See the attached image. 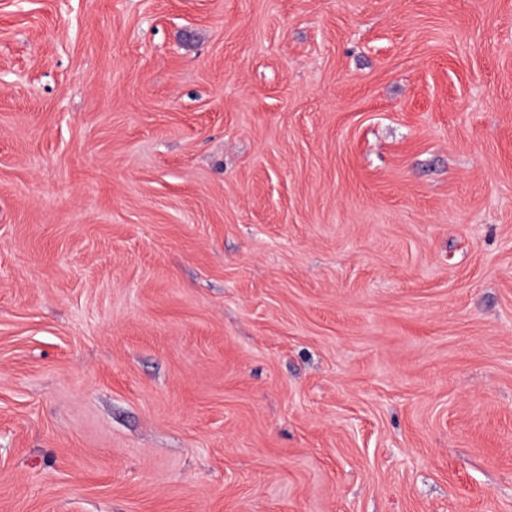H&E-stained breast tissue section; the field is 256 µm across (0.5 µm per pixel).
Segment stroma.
Returning a JSON list of instances; mask_svg holds the SVG:
<instances>
[{"label":"stroma","instance_id":"1","mask_svg":"<svg viewBox=\"0 0 512 512\" xmlns=\"http://www.w3.org/2000/svg\"><path fill=\"white\" fill-rule=\"evenodd\" d=\"M0 512H512V0H0Z\"/></svg>","mask_w":512,"mask_h":512}]
</instances>
